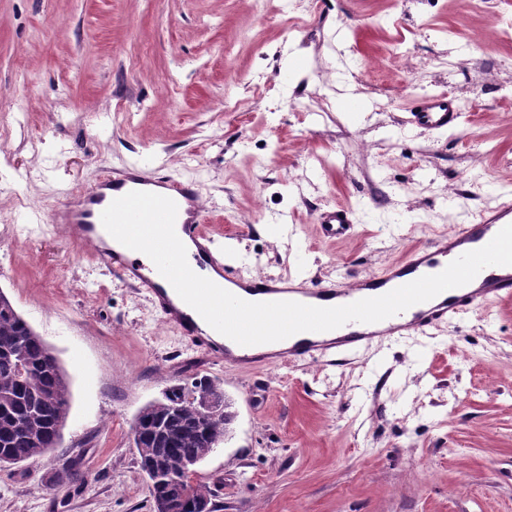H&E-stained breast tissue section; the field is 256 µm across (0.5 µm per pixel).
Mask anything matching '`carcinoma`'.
<instances>
[{
  "label": "carcinoma",
  "mask_w": 512,
  "mask_h": 512,
  "mask_svg": "<svg viewBox=\"0 0 512 512\" xmlns=\"http://www.w3.org/2000/svg\"><path fill=\"white\" fill-rule=\"evenodd\" d=\"M70 389L44 365V341L19 315L0 309V454L31 460L54 447L52 422L67 417ZM174 411L163 424L174 433L192 430L194 442H174L163 470L178 472L184 457H204L224 435V420L196 419L184 389L169 397Z\"/></svg>",
  "instance_id": "cac0c4a2"
}]
</instances>
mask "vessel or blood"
<instances>
[{
    "instance_id": "obj_1",
    "label": "vessel or blood",
    "mask_w": 512,
    "mask_h": 512,
    "mask_svg": "<svg viewBox=\"0 0 512 512\" xmlns=\"http://www.w3.org/2000/svg\"><path fill=\"white\" fill-rule=\"evenodd\" d=\"M406 122L425 130L445 131L461 126L462 113L448 94H433L417 101ZM132 191L159 194L176 203L175 231L183 244L192 248L188 263L195 273L210 270L211 281L250 302L295 301L319 307L377 297L421 276L441 272L452 260L482 248L504 226L512 224V202L480 213L458 225L452 234L411 250L380 272L348 282L323 281L300 274L261 275L224 263L216 255L212 236L204 229L203 204L196 183L169 178L137 163L112 171L80 198L65 197L57 211L58 222L70 225L80 240L92 245L117 279L147 290L164 321L178 328L193 346L205 350L217 362L279 366L308 357L344 354L387 338L423 336L483 302L512 298V266H489L468 284L385 320L349 322L324 332H301L276 342L274 350L258 353L253 347L239 345L207 327L204 319L178 296L146 255L124 246L116 249L108 246L101 214L115 198ZM355 227L354 212L345 205L326 207L318 215L319 235L328 241L352 235Z\"/></svg>"
}]
</instances>
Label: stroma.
<instances>
[{
  "label": "stroma",
  "mask_w": 512,
  "mask_h": 512,
  "mask_svg": "<svg viewBox=\"0 0 512 512\" xmlns=\"http://www.w3.org/2000/svg\"><path fill=\"white\" fill-rule=\"evenodd\" d=\"M442 91L461 128L406 124ZM133 160L196 181L253 273L380 271L512 192V0H0V292L70 383L0 512H150L131 426L203 379L234 414L197 467L219 512H512V301L336 362L212 361L53 221ZM334 204L350 239L318 235ZM319 236L323 240L344 239L355 231L354 211L345 205H333L322 209L318 215Z\"/></svg>",
  "instance_id": "stroma-1"
}]
</instances>
